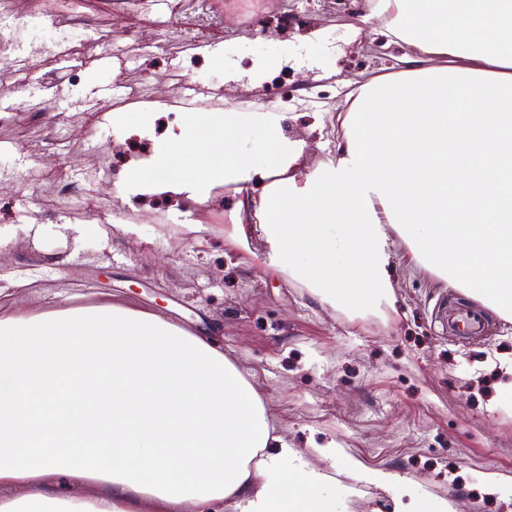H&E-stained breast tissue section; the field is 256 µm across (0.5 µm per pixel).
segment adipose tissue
I'll use <instances>...</instances> for the list:
<instances>
[{"mask_svg": "<svg viewBox=\"0 0 512 512\" xmlns=\"http://www.w3.org/2000/svg\"><path fill=\"white\" fill-rule=\"evenodd\" d=\"M360 21L404 55L346 92L334 156L300 168L288 113L257 102L185 112L118 192L204 205L228 188L226 235L257 232L270 274L353 316L397 313L394 234L511 321L512 0H367ZM328 481L207 334L108 301L0 314V512H338L350 489Z\"/></svg>", "mask_w": 512, "mask_h": 512, "instance_id": "1", "label": "adipose tissue"}]
</instances>
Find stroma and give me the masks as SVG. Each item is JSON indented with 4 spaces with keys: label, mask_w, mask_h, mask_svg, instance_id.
I'll use <instances>...</instances> for the list:
<instances>
[{
    "label": "stroma",
    "mask_w": 512,
    "mask_h": 512,
    "mask_svg": "<svg viewBox=\"0 0 512 512\" xmlns=\"http://www.w3.org/2000/svg\"><path fill=\"white\" fill-rule=\"evenodd\" d=\"M12 11L43 21L23 36L30 79L48 80L56 62L38 48L46 38L92 30L98 45L73 61V79L49 82L66 104L50 112L24 108L0 118V140L26 157L54 160L76 190L61 199L51 179L17 173L0 184V251L23 277L0 291V312H37L57 293L75 306L109 301L207 327L257 386L276 431L303 449L352 494L339 512H393L390 491L353 479L312 449L334 439L370 469L390 473L413 496L445 499L457 512H512V393L500 391L490 361L512 355V322L488 316L483 334L450 337L448 301L457 292L407 262L395 243L392 276L399 315L349 318L306 288L267 274L266 244L224 234V188L208 205L143 204L116 194L105 206L137 234L113 230L108 243L70 232L92 221L79 198L91 170L114 184L125 149L86 132L103 113L81 103L85 82L108 45L118 46L110 76L125 86L116 112L156 113V128L175 120V93L187 75L209 79L216 111L262 97L288 101L299 117L289 135L305 144L301 163L330 157L340 132L335 105L341 82L382 74L374 55L385 40L361 26L342 0H208L206 10L171 15L159 0H13ZM230 43L228 62L208 53ZM168 71L164 84L148 81ZM27 195V208L16 200ZM43 225L40 241L26 233ZM192 224L203 234L189 232ZM500 406L487 412L489 398Z\"/></svg>",
    "instance_id": "35a3bbf8"
}]
</instances>
